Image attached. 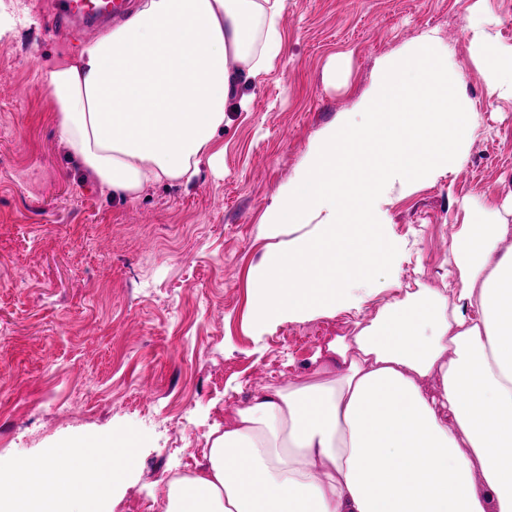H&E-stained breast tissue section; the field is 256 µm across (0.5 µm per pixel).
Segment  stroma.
<instances>
[{
	"label": "stroma",
	"instance_id": "stroma-1",
	"mask_svg": "<svg viewBox=\"0 0 512 512\" xmlns=\"http://www.w3.org/2000/svg\"><path fill=\"white\" fill-rule=\"evenodd\" d=\"M0 42V465L129 435L137 459L112 512H162L171 472L200 461L214 424L268 387L311 377L319 347L406 294L444 291L463 202L512 224V103L479 77L481 19L512 45V0H286L283 49L243 85L216 134L220 169L188 184L102 194L62 141L46 71L87 36L54 40L39 0ZM437 30L481 134L463 166L398 197L386 221L411 250L397 277L354 289V308L260 327L253 285L270 251L311 232L269 231L268 208L322 133L359 119L382 63ZM346 68L334 74V59Z\"/></svg>",
	"mask_w": 512,
	"mask_h": 512
}]
</instances>
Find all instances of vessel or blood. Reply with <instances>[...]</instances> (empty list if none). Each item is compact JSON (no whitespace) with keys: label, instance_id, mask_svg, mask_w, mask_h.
<instances>
[{"label":"vessel or blood","instance_id":"vessel-or-blood-1","mask_svg":"<svg viewBox=\"0 0 512 512\" xmlns=\"http://www.w3.org/2000/svg\"><path fill=\"white\" fill-rule=\"evenodd\" d=\"M133 0H55L48 15L51 30H64L76 26L83 31L99 30L124 17Z\"/></svg>","mask_w":512,"mask_h":512}]
</instances>
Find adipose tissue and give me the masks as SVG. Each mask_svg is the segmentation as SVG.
Instances as JSON below:
<instances>
[{"label":"adipose tissue","mask_w":512,"mask_h":512,"mask_svg":"<svg viewBox=\"0 0 512 512\" xmlns=\"http://www.w3.org/2000/svg\"><path fill=\"white\" fill-rule=\"evenodd\" d=\"M285 0H141L47 72L58 129L101 192L188 180L224 107L282 49ZM481 79L512 100V46L471 29ZM511 224L465 209L449 247L456 286L394 304L318 350L311 378L255 394L171 479L163 512H512ZM102 443L17 460L0 512H112L135 462Z\"/></svg>","instance_id":"obj_1"}]
</instances>
